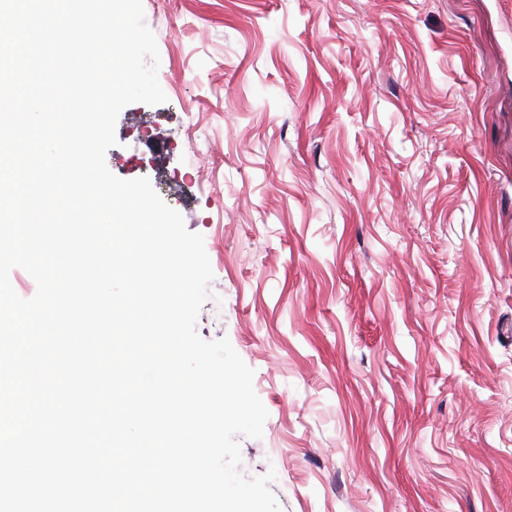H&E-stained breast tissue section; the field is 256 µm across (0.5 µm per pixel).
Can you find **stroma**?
Masks as SVG:
<instances>
[{"instance_id": "35a3bbf8", "label": "stroma", "mask_w": 512, "mask_h": 512, "mask_svg": "<svg viewBox=\"0 0 512 512\" xmlns=\"http://www.w3.org/2000/svg\"><path fill=\"white\" fill-rule=\"evenodd\" d=\"M106 164L202 234L281 512H512V0H143Z\"/></svg>"}]
</instances>
